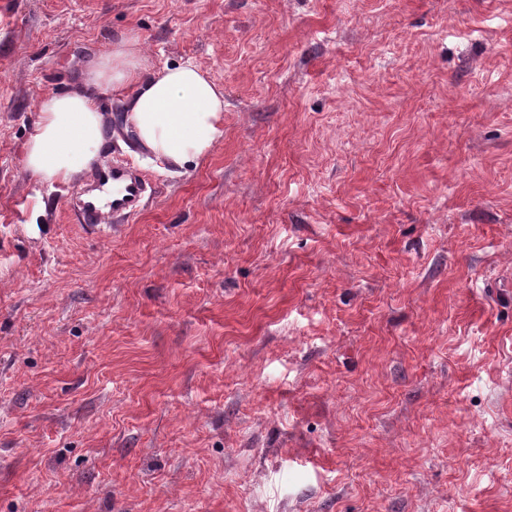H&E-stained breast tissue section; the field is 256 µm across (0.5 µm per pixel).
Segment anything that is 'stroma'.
<instances>
[{
    "label": "stroma",
    "instance_id": "stroma-1",
    "mask_svg": "<svg viewBox=\"0 0 512 512\" xmlns=\"http://www.w3.org/2000/svg\"><path fill=\"white\" fill-rule=\"evenodd\" d=\"M122 32L224 88L111 236L23 169ZM0 512H512V0H0Z\"/></svg>",
    "mask_w": 512,
    "mask_h": 512
}]
</instances>
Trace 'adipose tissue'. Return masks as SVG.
I'll return each mask as SVG.
<instances>
[{
  "instance_id": "adipose-tissue-1",
  "label": "adipose tissue",
  "mask_w": 512,
  "mask_h": 512,
  "mask_svg": "<svg viewBox=\"0 0 512 512\" xmlns=\"http://www.w3.org/2000/svg\"><path fill=\"white\" fill-rule=\"evenodd\" d=\"M84 74L103 90L126 93V122L155 160L188 171L224 137V90L192 62L155 68L136 34L116 38ZM103 117L95 98L74 91L45 95L24 167L45 180L69 181L102 162Z\"/></svg>"
}]
</instances>
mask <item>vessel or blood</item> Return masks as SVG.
Masks as SVG:
<instances>
[{
	"label": "vessel or blood",
	"mask_w": 512,
	"mask_h": 512,
	"mask_svg": "<svg viewBox=\"0 0 512 512\" xmlns=\"http://www.w3.org/2000/svg\"><path fill=\"white\" fill-rule=\"evenodd\" d=\"M98 183L111 185V201L104 203L97 194H87L79 214L83 223L106 232L111 230L113 220L136 214L146 192V182L129 165L115 163L99 170Z\"/></svg>",
	"instance_id": "vessel-or-blood-1"
}]
</instances>
